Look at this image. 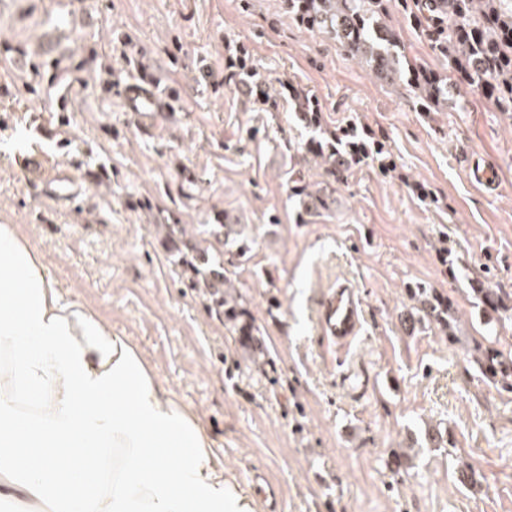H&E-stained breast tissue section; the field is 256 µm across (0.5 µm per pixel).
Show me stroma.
<instances>
[{"label":"stroma","instance_id":"stroma-1","mask_svg":"<svg viewBox=\"0 0 512 512\" xmlns=\"http://www.w3.org/2000/svg\"><path fill=\"white\" fill-rule=\"evenodd\" d=\"M417 13L388 0L407 56L447 74ZM0 37V222L201 412L242 489L265 473L279 512H512V390L472 361L480 347L512 357V321L469 294L479 280L512 305V112L461 85L421 109L286 0H0ZM239 45L261 94L224 83ZM42 56L58 60V81L31 68ZM144 69L158 94L179 93L174 111H127L122 90ZM296 90L319 126L297 116ZM350 123L389 169L368 159L335 177L307 152L345 143ZM31 153L91 188L46 197L15 166ZM473 162L493 188L471 180ZM221 216L254 239L250 259L224 269L261 357L181 273L190 245L223 253L202 233ZM339 283L356 289L363 327L331 349L316 312ZM415 285L450 299V332L405 329Z\"/></svg>","mask_w":512,"mask_h":512}]
</instances>
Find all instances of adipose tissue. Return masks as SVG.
<instances>
[{"mask_svg": "<svg viewBox=\"0 0 512 512\" xmlns=\"http://www.w3.org/2000/svg\"><path fill=\"white\" fill-rule=\"evenodd\" d=\"M0 493L31 512H254L198 410L0 224Z\"/></svg>", "mask_w": 512, "mask_h": 512, "instance_id": "obj_1", "label": "adipose tissue"}]
</instances>
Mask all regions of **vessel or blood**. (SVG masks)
<instances>
[{
  "label": "vessel or blood",
  "instance_id": "b4317fda",
  "mask_svg": "<svg viewBox=\"0 0 512 512\" xmlns=\"http://www.w3.org/2000/svg\"><path fill=\"white\" fill-rule=\"evenodd\" d=\"M124 99L130 111L158 112L164 103L149 89L147 83H135L124 90ZM40 156L33 155L21 158V168L30 174L34 181L43 183L51 195L60 200L75 197L81 185L71 170H55L44 172ZM318 320L320 329L327 343L342 345L353 339L361 329V302L354 288L339 284L330 288L319 308Z\"/></svg>",
  "mask_w": 512,
  "mask_h": 512
}]
</instances>
